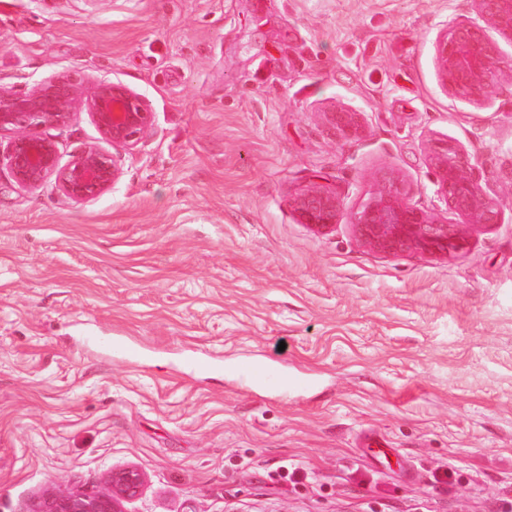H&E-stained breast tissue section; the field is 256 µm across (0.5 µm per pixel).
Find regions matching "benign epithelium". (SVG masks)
Here are the masks:
<instances>
[{"label": "benign epithelium", "mask_w": 512, "mask_h": 512, "mask_svg": "<svg viewBox=\"0 0 512 512\" xmlns=\"http://www.w3.org/2000/svg\"><path fill=\"white\" fill-rule=\"evenodd\" d=\"M473 2L477 19L453 26L439 40L438 72L446 90L480 101L489 94L500 63L497 42L488 31L512 40V0ZM78 105L87 109L102 140L112 145V152L88 144L62 167L56 145L40 130L70 123ZM334 116L344 129H357L359 113L341 108ZM153 122L146 98L128 85L104 78L86 87L74 74L59 73L23 92L0 90V133L11 134L6 149L0 151V164L6 165L21 186L36 188L54 175L65 197H96L119 180L124 155L135 150ZM432 164L438 193L448 210L465 217L469 225L500 223L498 205L484 194L454 142L437 143ZM293 207L301 223L320 233L335 229L342 214L338 194L319 188L300 193ZM352 224L364 244L389 255L415 251L446 257L468 245L464 225L432 218L405 201L391 184L359 206ZM107 483L109 493L105 495H50L37 504L35 512H123V502L141 492L144 476L127 467L110 472Z\"/></svg>", "instance_id": "benign-epithelium-1"}]
</instances>
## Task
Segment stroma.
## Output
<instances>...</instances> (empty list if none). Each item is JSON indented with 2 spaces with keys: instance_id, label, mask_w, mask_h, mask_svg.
I'll return each mask as SVG.
<instances>
[{
  "instance_id": "1",
  "label": "stroma",
  "mask_w": 512,
  "mask_h": 512,
  "mask_svg": "<svg viewBox=\"0 0 512 512\" xmlns=\"http://www.w3.org/2000/svg\"><path fill=\"white\" fill-rule=\"evenodd\" d=\"M472 0H0V89L76 70L154 123L107 192L0 170V512L145 483L124 512H512V41L488 96L443 88ZM359 112L341 130L333 113ZM60 165L101 136L47 126ZM455 141L501 221L387 255V181L441 221ZM336 190L333 231L291 202ZM273 361L242 381L235 366Z\"/></svg>"
}]
</instances>
